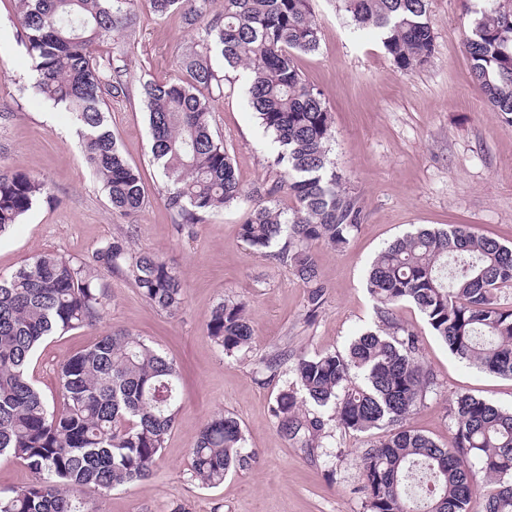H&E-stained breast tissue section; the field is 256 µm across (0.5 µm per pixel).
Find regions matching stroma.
I'll return each mask as SVG.
<instances>
[{"mask_svg": "<svg viewBox=\"0 0 512 512\" xmlns=\"http://www.w3.org/2000/svg\"><path fill=\"white\" fill-rule=\"evenodd\" d=\"M471 0H430L435 48L430 63L404 72L373 30L353 33L338 0H316L320 46L297 64L321 90L332 116L329 155L363 221L341 249L315 247L325 302L307 320L306 288L290 267L246 245L239 226L251 206L242 204L197 225L193 237L177 234L163 200L165 179L150 161V131L139 89L148 79L177 80L181 55L193 39L181 13L160 18L140 6L138 23L96 49L100 65L119 59L127 69L126 94L109 98L107 119L125 159L142 174L149 206L138 214L112 213L101 187L76 147L67 113L27 89L31 60L17 36L15 0H0V169H24L44 180L50 195L20 224L0 235V274L25 259L51 251L92 263L113 237L130 236L138 251L160 254L183 275L186 302L176 313L152 307L134 283L103 275L106 315L44 341L30 374L49 408L62 406L57 369L112 328L132 330L179 368L183 398L163 454L150 480L89 492L101 512H367L357 466L362 448L378 432L336 430L335 445L306 453L279 433L270 408L288 374H258V362L286 351L313 356L344 350L374 326L367 270L387 243L416 227L468 225L472 232L512 245V125L495 112L477 87L465 43ZM227 93L213 104V125L235 161L246 189H268L278 179L269 168L267 137L247 105L245 69H225ZM227 299L245 302L255 329L249 348L225 355L208 336L210 311ZM399 323L419 336L436 387L407 426L447 442V413L467 393L512 408V379L492 376L454 356L410 303L396 309ZM221 412L241 425L250 467L230 472L222 485L202 487L189 474L190 450L204 421Z\"/></svg>", "mask_w": 512, "mask_h": 512, "instance_id": "obj_1", "label": "stroma"}]
</instances>
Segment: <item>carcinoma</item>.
Wrapping results in <instances>:
<instances>
[{"label":"carcinoma","instance_id":"carcinoma-1","mask_svg":"<svg viewBox=\"0 0 512 512\" xmlns=\"http://www.w3.org/2000/svg\"><path fill=\"white\" fill-rule=\"evenodd\" d=\"M314 0H149L163 16L180 10L197 31L179 67L187 81L147 80L141 98L151 131L152 160L167 179L165 202L181 234L221 210L252 200L234 160L214 134L211 102L224 97V67L249 72L248 107L271 138L280 180L255 202L240 238L255 252L291 267L307 288L306 308L322 307L326 287L313 244L344 247L363 215L329 159L332 116L323 94L295 62L319 48ZM353 28L377 31L385 53L402 71L426 66L434 52L429 0H341ZM466 51L474 81L494 111L512 124V0H483ZM137 0H18L19 37L32 60L29 87L66 111L78 126L82 158L101 182L112 212L130 216L146 204L142 176L123 157L108 127L106 96L125 94V68H100L91 49L136 24ZM292 197L284 209L280 190ZM46 183L23 171H0V234L25 216ZM133 281L153 307L174 313L185 302L184 281L161 255L133 250L126 239L100 247L93 264L42 252L0 275V457L32 474L27 485L0 494V512H96L85 498L148 480L180 409V372L129 329H114L58 369L64 400L49 410L29 366L38 346L105 316L100 272ZM375 328L344 353L297 358L293 381L271 407L279 432L295 448H326L324 412L336 428H389L365 449L358 466L368 512H512V411L462 394L449 404L454 431L440 443L400 426L434 390L418 335L399 324L396 307L409 302L460 359L482 371L512 377V247L478 236L463 224L417 229L382 248L367 278ZM207 334L225 354L249 347L254 330L245 303L214 307ZM191 477L214 488L253 456L236 419L210 417L190 451ZM484 476L474 481L473 466Z\"/></svg>","mask_w":512,"mask_h":512}]
</instances>
